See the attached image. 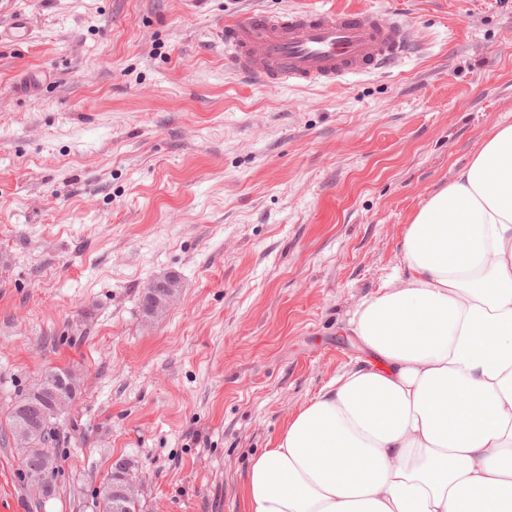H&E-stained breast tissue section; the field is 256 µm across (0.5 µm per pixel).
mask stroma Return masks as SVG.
Here are the masks:
<instances>
[{
	"label": "stroma",
	"instance_id": "35a3bbf8",
	"mask_svg": "<svg viewBox=\"0 0 512 512\" xmlns=\"http://www.w3.org/2000/svg\"><path fill=\"white\" fill-rule=\"evenodd\" d=\"M377 10L398 69L267 90L217 23ZM0 408L48 369L77 396L42 498L0 429V503L99 512L113 463L142 512H245L252 458L364 352L359 304L404 229L512 123V0H0ZM173 275L154 315L145 285Z\"/></svg>",
	"mask_w": 512,
	"mask_h": 512
}]
</instances>
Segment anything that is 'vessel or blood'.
<instances>
[{
  "label": "vessel or blood",
  "mask_w": 512,
  "mask_h": 512,
  "mask_svg": "<svg viewBox=\"0 0 512 512\" xmlns=\"http://www.w3.org/2000/svg\"><path fill=\"white\" fill-rule=\"evenodd\" d=\"M219 34L239 71L276 89L338 86L349 77L398 66L412 43L401 24L377 11L310 7L287 13L253 11L221 22Z\"/></svg>",
  "instance_id": "obj_1"
}]
</instances>
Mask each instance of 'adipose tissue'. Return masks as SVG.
Masks as SVG:
<instances>
[{"label": "adipose tissue", "instance_id": "adipose-tissue-1", "mask_svg": "<svg viewBox=\"0 0 512 512\" xmlns=\"http://www.w3.org/2000/svg\"><path fill=\"white\" fill-rule=\"evenodd\" d=\"M365 361L251 462L247 512H512V123L407 224Z\"/></svg>", "mask_w": 512, "mask_h": 512}]
</instances>
